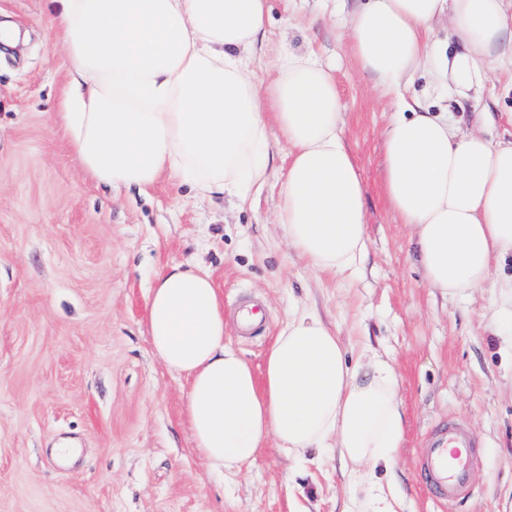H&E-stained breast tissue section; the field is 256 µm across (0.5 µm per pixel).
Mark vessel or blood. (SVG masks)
Returning a JSON list of instances; mask_svg holds the SVG:
<instances>
[{"instance_id": "b4317fda", "label": "vessel or blood", "mask_w": 512, "mask_h": 512, "mask_svg": "<svg viewBox=\"0 0 512 512\" xmlns=\"http://www.w3.org/2000/svg\"><path fill=\"white\" fill-rule=\"evenodd\" d=\"M478 465L479 454L469 430L451 423L424 442L416 484L430 497L451 506L470 490Z\"/></svg>"}]
</instances>
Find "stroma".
<instances>
[{"label":"stroma","mask_w":512,"mask_h":512,"mask_svg":"<svg viewBox=\"0 0 512 512\" xmlns=\"http://www.w3.org/2000/svg\"><path fill=\"white\" fill-rule=\"evenodd\" d=\"M257 71L284 46L335 64L344 140L365 183L367 254L351 280L308 267L276 224L284 144L245 204L161 179L147 192L97 184L58 116L70 81L53 0H0L17 44L0 48V512H343L354 491L338 458L301 463L268 442L239 473L198 457L187 383L154 355L147 304L170 263L207 270L224 296L225 334L262 372L288 315L316 312L350 355L369 349L396 372L405 429L391 479L399 512H512V258L465 297L428 288L410 231L382 184L383 132L395 110L353 62L342 0H269ZM485 134L512 140V71L475 108ZM262 305L259 335L235 310ZM464 420L484 465L473 493L445 510L415 483L418 452L442 421ZM75 449L58 457V444Z\"/></svg>","instance_id":"35a3bbf8"}]
</instances>
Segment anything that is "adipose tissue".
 Wrapping results in <instances>:
<instances>
[{"instance_id": "1", "label": "adipose tissue", "mask_w": 512, "mask_h": 512, "mask_svg": "<svg viewBox=\"0 0 512 512\" xmlns=\"http://www.w3.org/2000/svg\"><path fill=\"white\" fill-rule=\"evenodd\" d=\"M72 76L61 119L95 182L146 191L162 176L244 199L267 178L268 129L288 147L277 212L309 265L356 274L367 249L365 194L342 136L331 65L315 52L251 69L268 0H54ZM449 22L446 38L436 27ZM350 54L395 96L383 136L382 190L413 231L428 287L460 296L512 255V141L462 133L450 103L476 101L512 57V0H366L345 17ZM431 81L405 97L414 78ZM154 354L185 378L200 459L238 472L266 441L287 457L338 452L367 492L347 512H395L403 437L397 376L374 356L348 361L314 312L293 313L255 373L224 339V298L205 272L166 265L148 299Z\"/></svg>"}]
</instances>
